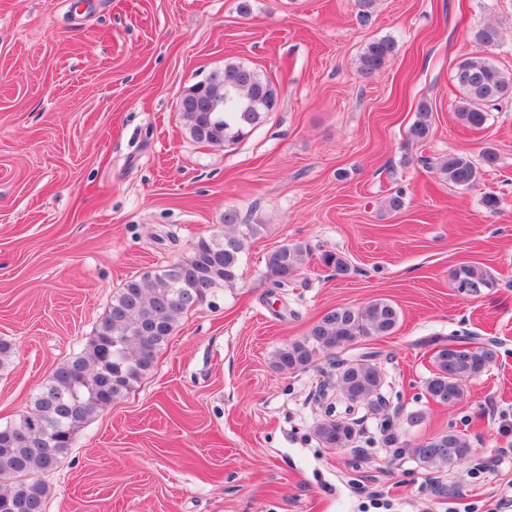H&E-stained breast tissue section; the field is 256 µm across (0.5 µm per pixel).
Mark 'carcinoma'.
<instances>
[{"label": "carcinoma", "mask_w": 512, "mask_h": 512, "mask_svg": "<svg viewBox=\"0 0 512 512\" xmlns=\"http://www.w3.org/2000/svg\"><path fill=\"white\" fill-rule=\"evenodd\" d=\"M473 40L489 50L500 46L502 32L494 24H485L475 29ZM395 50L396 43L389 37L369 42L359 57L360 72L366 76L381 72ZM454 78L462 93L456 116L471 128L479 129L486 122L484 106L512 97V75L482 54L461 60ZM181 101L179 117L191 138L223 145L245 138L277 109L279 95L258 69L228 61L201 85L188 88ZM433 120L431 108L421 103L407 139L417 144L426 141ZM436 171L464 189L475 186L481 176L464 152L448 154L436 164ZM224 226L228 231L199 238L186 258L126 280L82 349L47 376L28 408L10 424L0 426V512H45L51 489L43 475L67 458L77 432L150 375L179 315L210 302L219 289L234 287L245 243L258 229L255 224L237 223L231 210L224 212ZM309 254L305 242L272 250L265 260L267 278L283 286L305 265ZM451 280L452 287L466 295L493 285L491 276L474 265L457 267ZM398 323V308L386 300L364 308L337 306L325 312L303 339L277 350L274 365L281 371H303L319 353L337 352L361 338L391 336ZM432 344L433 372L425 382V392L443 406L459 401L463 382L479 377L496 358L493 345H477L454 334ZM336 383V401L345 405V411L351 413L362 405L374 414L385 410L384 377L370 360L340 366ZM315 433L325 446L343 448L358 437L357 421H343L326 411ZM472 452L466 434L454 427L412 448V455L429 470L456 467Z\"/></svg>", "instance_id": "1"}]
</instances>
